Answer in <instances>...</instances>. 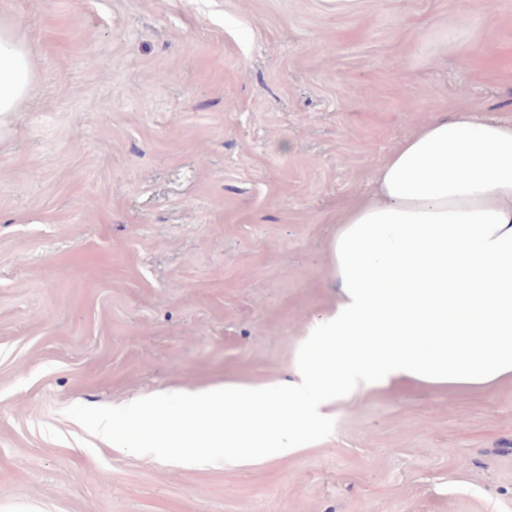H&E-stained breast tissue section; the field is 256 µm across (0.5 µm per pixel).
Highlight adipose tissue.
Returning <instances> with one entry per match:
<instances>
[{"instance_id":"adipose-tissue-1","label":"adipose tissue","mask_w":512,"mask_h":512,"mask_svg":"<svg viewBox=\"0 0 512 512\" xmlns=\"http://www.w3.org/2000/svg\"><path fill=\"white\" fill-rule=\"evenodd\" d=\"M33 77L32 53L0 19V123ZM335 309L309 329L317 363L298 369L307 402L278 407L277 383L186 394L188 429L165 448L283 455L319 408L409 379L482 386L512 376V120L439 112L374 168L336 217L325 254Z\"/></svg>"}]
</instances>
